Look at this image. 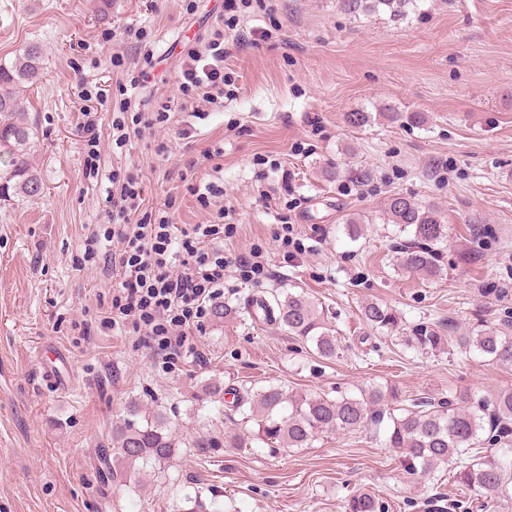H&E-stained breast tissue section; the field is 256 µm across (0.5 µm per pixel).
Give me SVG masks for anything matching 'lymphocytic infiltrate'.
<instances>
[{
	"mask_svg": "<svg viewBox=\"0 0 512 512\" xmlns=\"http://www.w3.org/2000/svg\"><path fill=\"white\" fill-rule=\"evenodd\" d=\"M176 82L182 109L197 113L208 105H223L231 83L224 72L223 26L185 49ZM171 112L170 101L161 100L132 118L113 117V149H123L132 136L164 127ZM108 180L107 238L112 247L84 251L88 259L101 256L104 273L120 277L107 321L113 327L131 324L143 344L160 351L165 369L176 370L195 354L189 336L203 326L212 302L223 297L225 271L235 269L242 280L252 281L264 275L265 266L251 255H225L224 241L232 237L235 225L180 227L171 220L174 199L146 206L135 170L114 169Z\"/></svg>",
	"mask_w": 512,
	"mask_h": 512,
	"instance_id": "lymphocytic-infiltrate-1",
	"label": "lymphocytic infiltrate"
}]
</instances>
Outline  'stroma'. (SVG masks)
Segmentation results:
<instances>
[{"label": "stroma", "instance_id": "1", "mask_svg": "<svg viewBox=\"0 0 512 512\" xmlns=\"http://www.w3.org/2000/svg\"><path fill=\"white\" fill-rule=\"evenodd\" d=\"M223 4L196 0L190 12L184 0H0V63L31 42L45 55L38 81L20 86L39 129L34 163L44 191L34 201H0V512H194L197 499L213 496L224 512H343L358 491L385 512H487L484 494L455 483L448 466L408 475L384 446L382 424L275 452L257 440L247 448L194 442L254 428L215 409L214 381L355 396L388 388L397 395L392 410L512 389V367L461 356L451 344L409 348L361 316L379 302L405 329L425 322L449 337L480 321L512 322V0H419L403 19L345 15L336 0H277L270 16L254 0L239 14L241 40L226 45L233 86L223 107L192 121L187 137V113H174L168 129L113 154L112 106L90 94L112 93L125 79L113 55L141 66L121 33L145 28L160 59L156 80L132 90V107L173 99L182 47ZM91 111L103 171L140 168L150 204L175 198L174 223L207 224L225 212L237 227L225 252L258 250L269 270L257 282L226 271L223 301L237 313L193 332L196 356L181 371L165 372L126 329L101 326L116 280L76 263L89 230L105 222V186L82 175ZM355 111L368 113L365 125L347 123ZM392 111L425 121H393ZM161 143L169 155L157 154ZM214 146L223 157L204 160ZM266 155L292 172L291 191L260 164ZM357 169L367 181L352 178ZM215 178L224 196L202 209L188 187ZM394 194L447 224L442 278L395 271L404 237L384 221ZM352 216L362 221L354 239L344 229ZM285 224L303 252L290 253ZM277 290L319 305L336 358H318L246 312V300ZM46 353L58 358V375L44 366ZM132 401L164 415L180 443L164 466L115 482L99 448Z\"/></svg>", "mask_w": 512, "mask_h": 512}]
</instances>
